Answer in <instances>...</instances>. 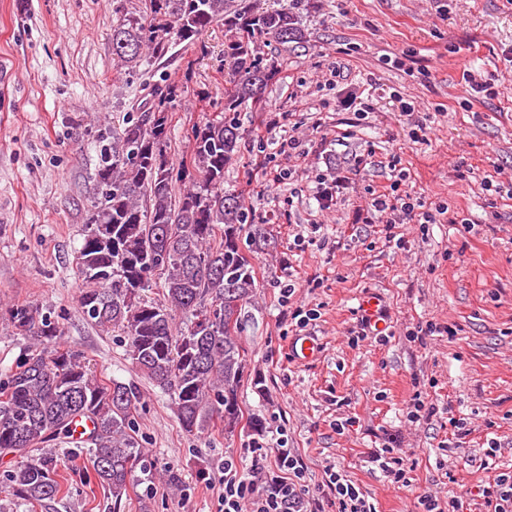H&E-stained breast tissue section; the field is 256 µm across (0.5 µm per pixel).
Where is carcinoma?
Here are the masks:
<instances>
[{
	"instance_id": "1",
	"label": "carcinoma",
	"mask_w": 512,
	"mask_h": 512,
	"mask_svg": "<svg viewBox=\"0 0 512 512\" xmlns=\"http://www.w3.org/2000/svg\"><path fill=\"white\" fill-rule=\"evenodd\" d=\"M149 11L148 19L127 11L112 26V55L133 68L146 52L161 56L221 24L224 110L191 127L190 157L177 170L168 152L174 84L156 87L149 107L122 129L96 132L97 193L76 256L79 303L101 331L124 336L132 364L168 396L186 434L220 425L231 436L243 419L238 394L247 366L239 317L257 276L240 247L248 215L224 193V168L243 139L240 108L261 105L278 72L260 56V43L299 42L304 32L292 8L259 11L250 0H149ZM176 171L191 180L178 197ZM155 275L159 299L146 295ZM35 315L26 305L9 311L16 335L34 342L0 379V455L17 459L5 491L28 512L53 509L65 489L60 462L44 444L70 437L73 420L86 417L93 424L84 442L88 477L118 504L152 470L133 421L137 387L94 375L81 351L60 342L58 324H38Z\"/></svg>"
}]
</instances>
